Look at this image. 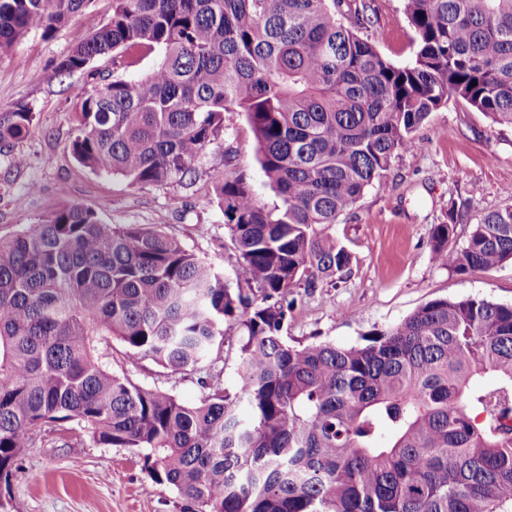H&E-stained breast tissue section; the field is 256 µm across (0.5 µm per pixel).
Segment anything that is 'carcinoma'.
<instances>
[{"instance_id":"1","label":"carcinoma","mask_w":512,"mask_h":512,"mask_svg":"<svg viewBox=\"0 0 512 512\" xmlns=\"http://www.w3.org/2000/svg\"><path fill=\"white\" fill-rule=\"evenodd\" d=\"M92 2L0 0V51ZM371 2L112 0L59 61L69 74L110 55L116 72L75 112L82 166L135 185L190 181L224 141V113L242 112L279 203L263 204L225 151L229 278L165 231L80 203L0 235L1 482L48 426L134 450L190 512H512V305L437 298L349 348L283 335L297 288L348 271L328 229L431 112L455 97L512 126V0H404L416 42L404 66L358 34ZM155 50V67L123 76ZM33 121L25 105L0 112V148ZM453 232L433 229L441 267L512 261V204L458 250ZM228 320L244 331L233 393L205 383L188 404L112 366L116 340L173 372L211 367Z\"/></svg>"}]
</instances>
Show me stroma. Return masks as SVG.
<instances>
[{
  "label": "stroma",
  "mask_w": 512,
  "mask_h": 512,
  "mask_svg": "<svg viewBox=\"0 0 512 512\" xmlns=\"http://www.w3.org/2000/svg\"><path fill=\"white\" fill-rule=\"evenodd\" d=\"M373 8L361 36L393 64H406L415 34L403 0H374ZM111 13L112 0H92L52 33L29 31L0 52V111L23 104L35 116L31 134L0 152V234L31 223L50 203L75 201L100 210L111 224L161 226L189 251L232 274L235 256L213 191L225 161L253 180L264 203L276 201L244 113L225 115L223 148H231V157H223V148L209 150L190 186H132L91 172L70 151L76 95L111 77L112 59L96 58L66 76L58 75L56 65ZM415 137V149L396 155L384 177L366 187L331 226V235L351 256L350 268L337 285L298 289L288 314L289 343L357 346L373 330L395 325L439 297L512 304V262L458 274L440 267L430 251L435 225L454 223L448 246L459 249L483 213L512 204V127L493 124L452 98L431 113ZM17 155L24 157L23 165H14ZM452 210L457 220H450ZM241 336L238 324L225 322L224 359L207 372L175 374L149 358L132 360L117 342L112 357L116 369L135 383L194 402L206 382L235 391ZM9 492L17 512H186L177 493L153 483L130 449L89 442L70 446L56 432L42 433L18 460Z\"/></svg>",
  "instance_id": "1"
}]
</instances>
